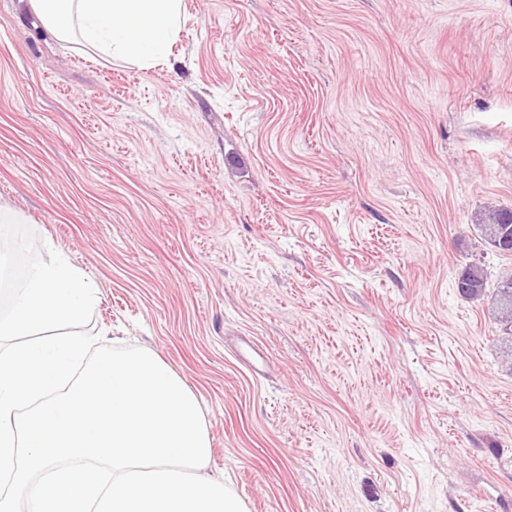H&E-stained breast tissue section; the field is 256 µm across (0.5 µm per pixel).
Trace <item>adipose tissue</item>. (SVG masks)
Instances as JSON below:
<instances>
[{
  "label": "adipose tissue",
  "mask_w": 512,
  "mask_h": 512,
  "mask_svg": "<svg viewBox=\"0 0 512 512\" xmlns=\"http://www.w3.org/2000/svg\"><path fill=\"white\" fill-rule=\"evenodd\" d=\"M50 35L92 56L120 58L143 68L168 59L183 0H30Z\"/></svg>",
  "instance_id": "ef3b65f1"
}]
</instances>
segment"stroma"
<instances>
[{"label": "stroma", "instance_id": "1", "mask_svg": "<svg viewBox=\"0 0 512 512\" xmlns=\"http://www.w3.org/2000/svg\"><path fill=\"white\" fill-rule=\"evenodd\" d=\"M0 204L197 397L246 512H512L475 228L512 211V0H184L150 70L0 0ZM486 284L487 276L484 270L476 265H471L460 273L456 287L463 297L475 299L485 294Z\"/></svg>", "mask_w": 512, "mask_h": 512}]
</instances>
